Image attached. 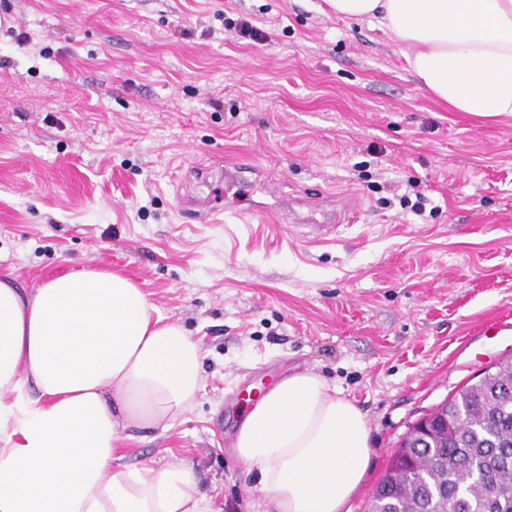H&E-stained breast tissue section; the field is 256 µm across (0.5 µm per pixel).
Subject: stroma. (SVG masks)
<instances>
[{
    "instance_id": "stroma-1",
    "label": "stroma",
    "mask_w": 512,
    "mask_h": 512,
    "mask_svg": "<svg viewBox=\"0 0 512 512\" xmlns=\"http://www.w3.org/2000/svg\"><path fill=\"white\" fill-rule=\"evenodd\" d=\"M241 17L265 40L225 31ZM406 52L325 0H0V273L122 272L203 346L194 407L127 463L185 460L220 512H256L237 395L308 369L364 414L368 512L408 428L512 356V117L448 111ZM241 160L278 186L269 221L184 213ZM311 193L358 202L337 240L304 241Z\"/></svg>"
}]
</instances>
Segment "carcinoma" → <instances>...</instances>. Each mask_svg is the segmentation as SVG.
Instances as JSON below:
<instances>
[{
  "instance_id": "cac0c4a2",
  "label": "carcinoma",
  "mask_w": 512,
  "mask_h": 512,
  "mask_svg": "<svg viewBox=\"0 0 512 512\" xmlns=\"http://www.w3.org/2000/svg\"><path fill=\"white\" fill-rule=\"evenodd\" d=\"M448 433L412 442V463L396 460L370 512H512V360L493 377L466 383L431 414Z\"/></svg>"
}]
</instances>
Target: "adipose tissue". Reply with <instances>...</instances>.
I'll return each instance as SVG.
<instances>
[{
    "instance_id": "obj_1",
    "label": "adipose tissue",
    "mask_w": 512,
    "mask_h": 512,
    "mask_svg": "<svg viewBox=\"0 0 512 512\" xmlns=\"http://www.w3.org/2000/svg\"><path fill=\"white\" fill-rule=\"evenodd\" d=\"M408 47L454 112L512 115V0H327ZM202 346L125 274L88 266L34 288L0 275V512H217L187 462L124 464L200 389ZM260 512H350L371 459L359 406L320 375L283 376L233 443Z\"/></svg>"
}]
</instances>
